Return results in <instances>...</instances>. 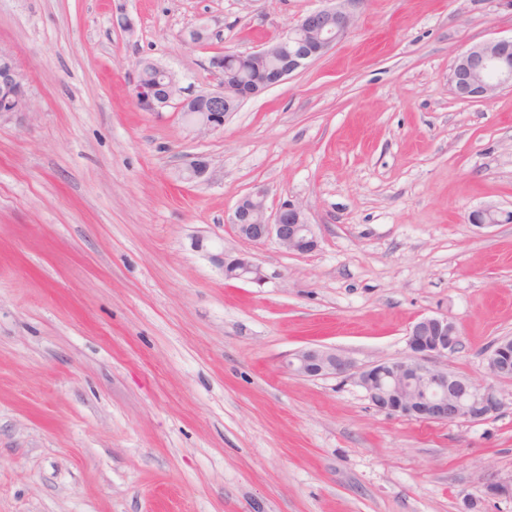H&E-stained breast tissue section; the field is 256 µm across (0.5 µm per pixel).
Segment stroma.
I'll return each instance as SVG.
<instances>
[{
    "label": "stroma",
    "mask_w": 512,
    "mask_h": 512,
    "mask_svg": "<svg viewBox=\"0 0 512 512\" xmlns=\"http://www.w3.org/2000/svg\"><path fill=\"white\" fill-rule=\"evenodd\" d=\"M124 6L135 37L115 27ZM324 0H0L33 112L0 123V512H512V382L485 421L371 405L286 373L319 343L365 367L448 316L450 371L512 336V89L455 98L458 55L512 35V0H361L343 41L203 134L132 91L149 58L206 91ZM209 24L206 46L183 34ZM207 180L176 170L193 158ZM301 204L317 249L229 222L253 185ZM250 251L264 285L228 281ZM511 211H503L496 206L488 205L471 212L469 221L481 226L510 223Z\"/></svg>",
    "instance_id": "1"
}]
</instances>
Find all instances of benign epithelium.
<instances>
[{"label":"benign epithelium","instance_id":"1","mask_svg":"<svg viewBox=\"0 0 512 512\" xmlns=\"http://www.w3.org/2000/svg\"><path fill=\"white\" fill-rule=\"evenodd\" d=\"M361 0H337V4L314 10L294 25L284 28L273 40L249 53L224 51L210 59L218 72L232 74L228 61L245 59L252 72H265L269 79L257 87L244 80L224 82L207 92L188 93L176 75L160 66L165 83L155 85L134 78V96L145 112L176 103L185 120L201 132L224 127L241 104L264 91L286 82L296 71L323 56L344 40L354 26L351 7ZM450 84L456 98L481 102L500 88L512 87V36L474 45L457 58ZM24 74L15 58L0 50V122L31 112ZM208 172L202 159L189 162L178 171V178L194 181ZM268 189L255 185L236 203L230 223L237 235L255 245L275 240L285 251L306 255L318 247L313 225L302 205L291 200L274 210L267 206ZM512 220V213L496 206L481 207L469 216L472 224L492 226ZM224 278L261 284L268 279L263 267L246 252L224 255ZM461 335L456 323L446 316H423L408 331L409 354L357 368L353 361L321 344L306 345L286 356L284 367L301 377L343 376L366 392L376 408L391 415L448 423H476L500 412L503 399L496 381H512V337L498 340L487 352L486 379L459 375L436 365V360L459 348Z\"/></svg>","mask_w":512,"mask_h":512}]
</instances>
